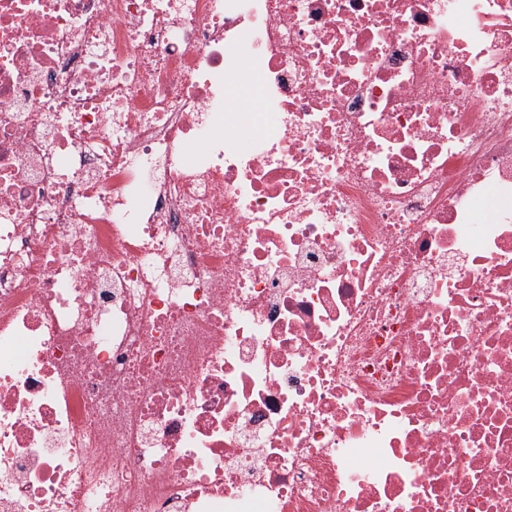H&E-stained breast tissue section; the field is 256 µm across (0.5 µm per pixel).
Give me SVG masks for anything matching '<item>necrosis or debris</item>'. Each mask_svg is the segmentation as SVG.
<instances>
[{
	"mask_svg": "<svg viewBox=\"0 0 512 512\" xmlns=\"http://www.w3.org/2000/svg\"><path fill=\"white\" fill-rule=\"evenodd\" d=\"M0 512H512V0H0Z\"/></svg>",
	"mask_w": 512,
	"mask_h": 512,
	"instance_id": "4bbe7bcc",
	"label": "necrosis or debris"
}]
</instances>
